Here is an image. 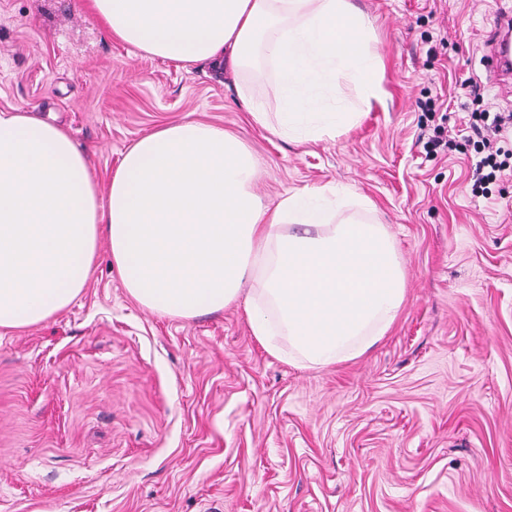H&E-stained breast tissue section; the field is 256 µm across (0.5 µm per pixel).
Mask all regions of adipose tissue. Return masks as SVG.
Listing matches in <instances>:
<instances>
[{"label": "adipose tissue", "mask_w": 512, "mask_h": 512, "mask_svg": "<svg viewBox=\"0 0 512 512\" xmlns=\"http://www.w3.org/2000/svg\"><path fill=\"white\" fill-rule=\"evenodd\" d=\"M113 40L148 56L275 74L272 134L317 139L355 119L325 103L346 77L376 94L378 59L349 0H88ZM257 161L223 127L192 118L138 138L107 197L64 127L0 113V329L39 324L82 294L107 244L129 295L192 319L247 300L255 339L311 368L361 356L395 321L405 272L383 225L334 222L339 191H256Z\"/></svg>", "instance_id": "1"}]
</instances>
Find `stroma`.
<instances>
[{
    "label": "stroma",
    "instance_id": "stroma-1",
    "mask_svg": "<svg viewBox=\"0 0 512 512\" xmlns=\"http://www.w3.org/2000/svg\"><path fill=\"white\" fill-rule=\"evenodd\" d=\"M351 2L380 93L339 80L354 124L298 141L246 110L277 112L270 70L138 53L86 0H0V111L66 127L100 195L134 140L188 116L241 137L269 205L352 188L337 219L384 225L406 274L382 338L309 368L262 348L245 303L141 307L100 245L67 310L0 330V512H512V176L485 197L469 180L472 125L512 113L485 60L512 0Z\"/></svg>",
    "mask_w": 512,
    "mask_h": 512
}]
</instances>
